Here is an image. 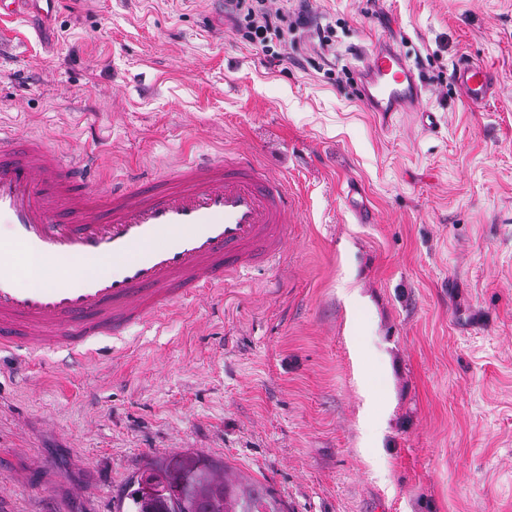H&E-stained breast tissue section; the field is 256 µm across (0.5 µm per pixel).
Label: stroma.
<instances>
[{
	"label": "stroma",
	"mask_w": 512,
	"mask_h": 512,
	"mask_svg": "<svg viewBox=\"0 0 512 512\" xmlns=\"http://www.w3.org/2000/svg\"><path fill=\"white\" fill-rule=\"evenodd\" d=\"M337 68L394 46L421 92L372 111L270 70L221 0H59L0 16V132L130 172L253 152L288 253L89 365L0 350V512H115L177 450L287 512H512V0H321ZM469 55L495 93L472 109ZM451 76L473 108L483 107L491 98L493 75L483 61L472 57L460 58Z\"/></svg>",
	"instance_id": "obj_1"
}]
</instances>
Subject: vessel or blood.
<instances>
[{
	"label": "vessel or blood",
	"mask_w": 512,
	"mask_h": 512,
	"mask_svg": "<svg viewBox=\"0 0 512 512\" xmlns=\"http://www.w3.org/2000/svg\"><path fill=\"white\" fill-rule=\"evenodd\" d=\"M366 99L378 112L413 103L420 90L394 48H376L365 63ZM452 79L466 101L483 107L493 75L481 60L460 58ZM95 158L76 163L42 141L0 135V348L42 354L63 348L95 361L96 341L158 322L177 302L237 278L288 245L295 214L288 185L247 152L184 160L143 188L124 181L89 191ZM108 257L112 270L86 274L85 262ZM54 264L66 278L25 287Z\"/></svg>",
	"instance_id": "b4317fda"
}]
</instances>
